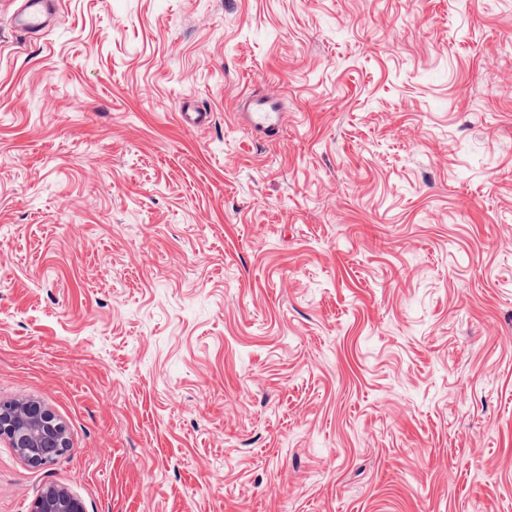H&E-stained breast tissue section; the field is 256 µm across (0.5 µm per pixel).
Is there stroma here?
Returning a JSON list of instances; mask_svg holds the SVG:
<instances>
[{
  "label": "stroma",
  "mask_w": 512,
  "mask_h": 512,
  "mask_svg": "<svg viewBox=\"0 0 512 512\" xmlns=\"http://www.w3.org/2000/svg\"><path fill=\"white\" fill-rule=\"evenodd\" d=\"M13 9L0 402L70 447L0 512H512V0ZM13 24L16 29L36 36L48 30L57 12L56 0H20ZM234 115L252 140L273 144L284 122L283 97L251 89L238 98ZM32 512H84L81 500L72 492L48 485L37 496Z\"/></svg>",
  "instance_id": "35a3bbf8"
}]
</instances>
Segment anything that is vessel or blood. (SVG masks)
<instances>
[{
  "label": "vessel or blood",
  "instance_id": "vessel-or-blood-1",
  "mask_svg": "<svg viewBox=\"0 0 512 512\" xmlns=\"http://www.w3.org/2000/svg\"><path fill=\"white\" fill-rule=\"evenodd\" d=\"M57 12V0H20L13 24L36 36L48 30ZM237 124L259 142L274 143L284 122L283 98L257 89L240 95L235 112Z\"/></svg>",
  "mask_w": 512,
  "mask_h": 512
}]
</instances>
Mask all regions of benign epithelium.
Segmentation results:
<instances>
[{
	"mask_svg": "<svg viewBox=\"0 0 512 512\" xmlns=\"http://www.w3.org/2000/svg\"><path fill=\"white\" fill-rule=\"evenodd\" d=\"M0 437L29 465H47L69 448L67 431L54 411L39 400L17 402L0 412ZM32 512H84L81 500L72 492L48 485L37 496Z\"/></svg>",
	"mask_w": 512,
	"mask_h": 512,
	"instance_id": "1",
	"label": "benign epithelium"
}]
</instances>
